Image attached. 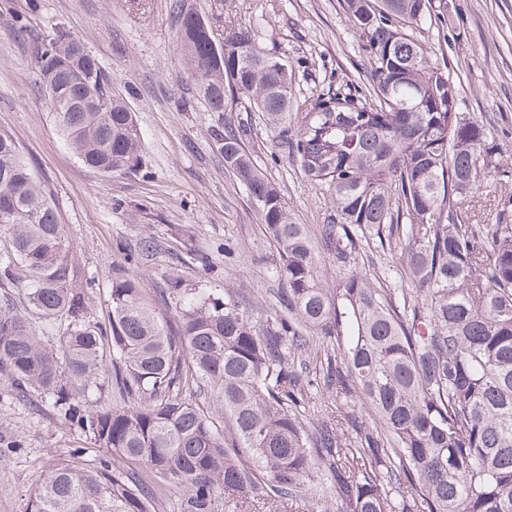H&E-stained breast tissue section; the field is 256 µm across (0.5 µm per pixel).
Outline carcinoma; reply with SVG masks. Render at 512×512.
<instances>
[{
	"label": "carcinoma",
	"mask_w": 512,
	"mask_h": 512,
	"mask_svg": "<svg viewBox=\"0 0 512 512\" xmlns=\"http://www.w3.org/2000/svg\"><path fill=\"white\" fill-rule=\"evenodd\" d=\"M344 4L369 86L313 98L288 156L331 191L320 240L336 267L356 264L371 236L393 239L409 290L362 270L327 288L305 225L253 164L244 131L228 127L224 167L277 245L274 315L174 287L170 329L139 281L117 270L107 321H93L55 204L0 132V210L11 211L0 223L10 235L0 288L18 266L28 278L25 312L0 296V376L50 401L97 447L93 463L75 457L50 471L28 512H156L170 501L177 512H248L259 495L291 508L327 501L325 479L336 509L310 512H512V219L461 220L489 168L491 131L458 111L448 65L414 37L433 0ZM176 17L210 111L243 95L288 124L286 55L247 28L224 31L217 54L195 11ZM35 62L59 131L86 167L110 174L137 160L140 130L83 39L62 32ZM316 350L326 356L321 385L306 373ZM201 387L213 406L187 397ZM319 387L338 414L311 431L300 409ZM357 397L376 425L341 411ZM242 455L254 469L240 467Z\"/></svg>",
	"instance_id": "cac0c4a2"
}]
</instances>
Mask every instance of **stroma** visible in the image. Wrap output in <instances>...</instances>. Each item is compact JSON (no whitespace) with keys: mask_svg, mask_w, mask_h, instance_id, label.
I'll return each mask as SVG.
<instances>
[{"mask_svg":"<svg viewBox=\"0 0 512 512\" xmlns=\"http://www.w3.org/2000/svg\"><path fill=\"white\" fill-rule=\"evenodd\" d=\"M211 24L253 29L295 73L292 118L342 82L363 85L365 53L343 0H184ZM175 0H0V132L19 145L67 227L72 254L92 278L91 316L104 320L116 269L141 281L157 313L176 325L169 288L228 293L266 317L279 283L276 252L245 187L224 166L225 125L247 124L245 146L279 189L311 239L333 207L288 157L283 127L239 97L212 112L198 96L177 47ZM443 19L415 35L447 64L458 109L492 133L493 163L476 207L491 224L512 199V0H442ZM66 32L84 40L142 134L138 162L102 174L66 145L38 82L35 52ZM93 460V443L40 397H19L0 377V512H27L47 470L74 455Z\"/></svg>","mask_w":512,"mask_h":512,"instance_id":"stroma-1","label":"stroma"}]
</instances>
